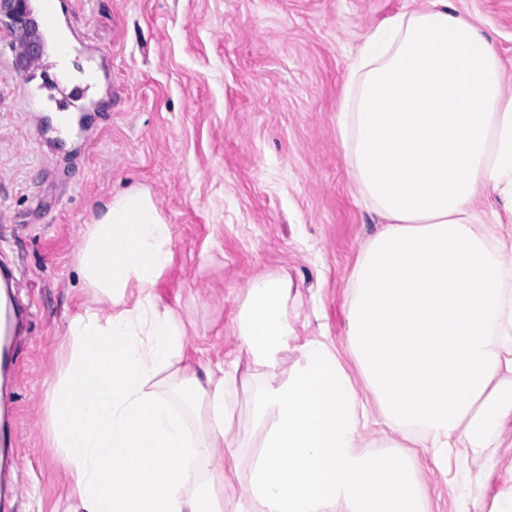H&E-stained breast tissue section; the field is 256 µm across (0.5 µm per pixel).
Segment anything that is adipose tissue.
Returning a JSON list of instances; mask_svg holds the SVG:
<instances>
[{"instance_id": "adipose-tissue-1", "label": "adipose tissue", "mask_w": 512, "mask_h": 512, "mask_svg": "<svg viewBox=\"0 0 512 512\" xmlns=\"http://www.w3.org/2000/svg\"><path fill=\"white\" fill-rule=\"evenodd\" d=\"M337 132L363 201L385 220L347 305L348 347L369 389L329 344L299 340L288 279L257 277L235 317L259 370L251 496L262 512H426L413 467L385 449L411 441L443 472L473 460L484 484L512 428V270L498 261L512 218V89L481 29L453 0H430L366 34ZM485 194L501 204L487 220L472 207ZM171 258V226L148 188L113 195L85 228L78 270L111 311L69 320L48 391L67 512H238L211 468L234 445L236 378L183 363L185 325L154 293ZM166 379L173 395L159 392ZM372 421L379 453L361 445Z\"/></svg>"}]
</instances>
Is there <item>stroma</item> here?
I'll return each mask as SVG.
<instances>
[{
    "instance_id": "obj_1",
    "label": "stroma",
    "mask_w": 512,
    "mask_h": 512,
    "mask_svg": "<svg viewBox=\"0 0 512 512\" xmlns=\"http://www.w3.org/2000/svg\"><path fill=\"white\" fill-rule=\"evenodd\" d=\"M82 32L67 59L45 51L23 93L19 33L0 19V264L26 287L24 333L0 401L13 412L20 495L0 512H65L67 480L50 446L48 384L65 361L71 317L109 309L76 265L86 224L112 195L148 187L172 226L173 257L155 294L187 330L186 361L224 367L241 384L235 426L245 449L224 496L260 512L248 492L258 440L249 413L255 369L234 325L250 281L288 277L300 339L347 348L349 283L382 224L362 201L339 142L344 81L364 36L427 0H72ZM501 58L512 86V0H455ZM99 78L78 89L90 61ZM82 113L86 140L41 135L32 111ZM428 512H454L451 487L422 449Z\"/></svg>"
}]
</instances>
